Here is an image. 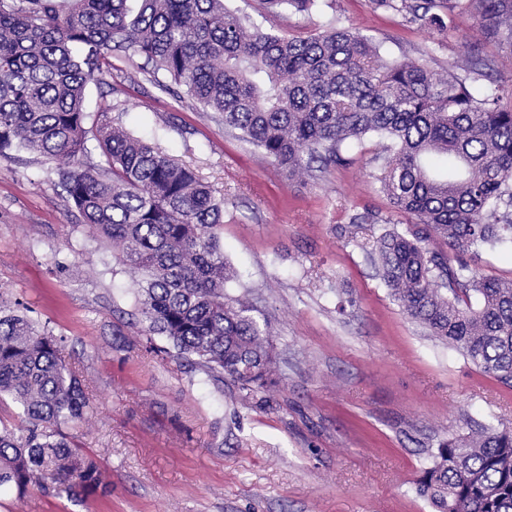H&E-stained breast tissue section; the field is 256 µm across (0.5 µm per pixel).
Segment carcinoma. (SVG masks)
<instances>
[{
    "label": "carcinoma",
    "mask_w": 512,
    "mask_h": 512,
    "mask_svg": "<svg viewBox=\"0 0 512 512\" xmlns=\"http://www.w3.org/2000/svg\"><path fill=\"white\" fill-rule=\"evenodd\" d=\"M466 1L485 39L512 53V0H374L443 32ZM0 0V156L26 151L64 164L83 223L141 274L145 336L252 395L274 385L268 322L224 288L232 273L220 229L224 200L186 164L112 124L86 127L87 83L114 51L151 64L290 176L345 161L344 144L390 142L381 191L413 228L373 241L381 277L406 314L483 374L512 380V280L478 277L461 251L512 244V85L476 92L424 63L382 57L373 40L331 19L304 38L264 30L225 0ZM319 0H262L272 13ZM471 72L490 67L479 46ZM96 141L102 165L80 156ZM448 250H431V238ZM65 338L27 309L0 307V404L22 408L17 434L0 424V490H52L70 501L109 493L96 458L65 429L92 410ZM417 491L436 512H512V432L485 428L439 445Z\"/></svg>",
    "instance_id": "carcinoma-1"
}]
</instances>
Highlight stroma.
Here are the masks:
<instances>
[{"label":"stroma","mask_w":512,"mask_h":512,"mask_svg":"<svg viewBox=\"0 0 512 512\" xmlns=\"http://www.w3.org/2000/svg\"><path fill=\"white\" fill-rule=\"evenodd\" d=\"M227 4L282 36L335 18L386 57L475 86L512 80V53L484 41L469 8L437 34L373 0H327L309 15ZM474 42L493 60L489 76L462 70ZM149 70L139 55L113 53L87 85L86 123L109 110L223 198L227 289L270 319L277 385L248 396L158 355L165 339L137 333L135 274L83 224L57 162L10 152L0 157V298L65 337L93 402L70 431L110 491L80 506L5 492L0 512H433L417 486L439 444L485 426L512 430V386L429 336L381 279L368 242L408 229L376 179L385 141L366 137L346 163L291 179ZM463 259L478 276L512 280L511 248Z\"/></svg>","instance_id":"1"}]
</instances>
